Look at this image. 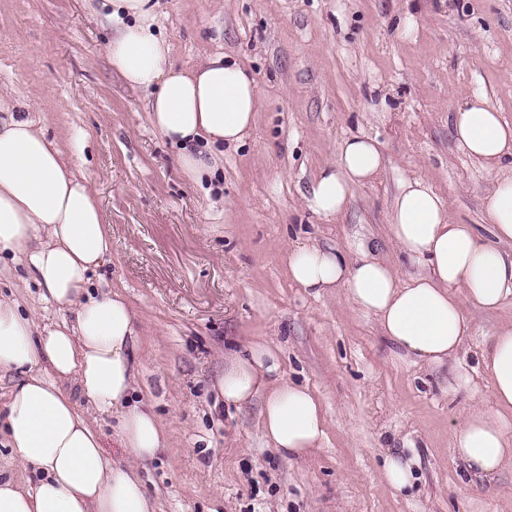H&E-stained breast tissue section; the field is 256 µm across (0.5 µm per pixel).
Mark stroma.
I'll use <instances>...</instances> for the list:
<instances>
[{
	"mask_svg": "<svg viewBox=\"0 0 512 512\" xmlns=\"http://www.w3.org/2000/svg\"><path fill=\"white\" fill-rule=\"evenodd\" d=\"M98 2L0 0V101L50 140L87 134L76 170L111 235L92 284L135 308L137 393L169 436L142 471L156 512H467L474 498L489 512H512V465L470 476L451 445L454 421L492 405L478 359L484 339L512 323V303L468 308L474 335L460 359L473 390L452 398L444 373L393 362L372 314L341 289L300 288L283 261L304 242L354 259L363 241L401 278L420 272L386 228L405 171L446 199L451 223H483L491 178L457 146L451 115L481 95L512 123V0H157L173 64L223 52L259 85L254 127L199 182L152 127L147 93L113 72ZM359 133L378 142L381 175L353 189L343 214H314L306 197L316 175ZM0 295L38 324L72 319L41 299L8 254ZM260 341L277 346L285 376L322 403L326 438L307 457L267 443L262 397L215 401L225 354ZM409 443L419 480L403 496L381 470Z\"/></svg>",
	"mask_w": 512,
	"mask_h": 512,
	"instance_id": "35a3bbf8",
	"label": "stroma"
}]
</instances>
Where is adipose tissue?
<instances>
[{
	"label": "adipose tissue",
	"mask_w": 512,
	"mask_h": 512,
	"mask_svg": "<svg viewBox=\"0 0 512 512\" xmlns=\"http://www.w3.org/2000/svg\"><path fill=\"white\" fill-rule=\"evenodd\" d=\"M112 34L106 53L132 89L149 92L150 121L178 147L185 175L215 174L223 149L240 145L259 107L253 73L236 58L215 53L191 69L170 62L171 45L157 26L155 0H103ZM457 144L492 174L484 215L490 237L473 225L453 224L448 205L426 180L402 175L388 217V233L422 272L399 279L392 266L361 248L301 244L285 254L301 288L344 289L348 301L373 313L396 361L448 367L449 392L469 390L472 378L459 353L473 334L465 305L495 311L512 302V125L476 96L453 114ZM86 138L66 145L47 139L23 114L0 113V252L23 260L41 297L73 310L72 324L37 325L18 303L0 297V374H14L5 408L7 443L21 465L40 471L35 485L0 480V512H155L136 465L166 446V431L150 404L135 397L130 359L136 314L119 291L93 289L92 273L111 247L109 224L86 177L65 163ZM384 168L376 141L345 139L336 161L318 172L307 205L318 215L346 211L354 186ZM492 408L469 410L453 429V452L467 473L490 478L512 465V323L482 344ZM75 381L97 412L115 419L119 445L132 458L121 466L105 454L99 435L62 384ZM214 388L227 404L262 397L261 426L282 455L300 458L326 437L320 401L286 380L280 357L258 342L229 354ZM414 448L386 457L383 475L396 492L417 481Z\"/></svg>",
	"instance_id": "obj_1"
}]
</instances>
